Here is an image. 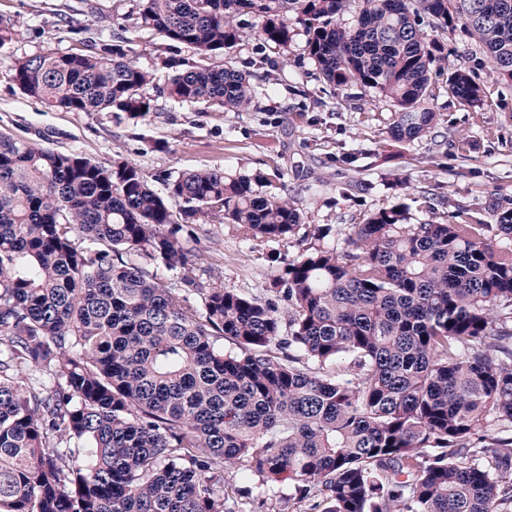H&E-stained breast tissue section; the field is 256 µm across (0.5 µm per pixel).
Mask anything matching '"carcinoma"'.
<instances>
[{
	"mask_svg": "<svg viewBox=\"0 0 512 512\" xmlns=\"http://www.w3.org/2000/svg\"><path fill=\"white\" fill-rule=\"evenodd\" d=\"M138 0L141 23L199 62L180 102L247 109L246 72L205 60L249 20L288 47V15L334 88L396 107L387 134L437 125L448 93L482 85L430 35L461 26L512 80V0ZM13 81L58 112L152 110L153 73L114 44L12 60ZM148 184L0 133V512H230L224 472L293 484L318 512H512V247L477 217L411 222L403 205L299 235L288 189L197 170ZM182 203L175 209L172 202ZM302 252L274 280L286 303L197 281L185 219ZM163 267L172 277L160 276Z\"/></svg>",
	"mask_w": 512,
	"mask_h": 512,
	"instance_id": "obj_1",
	"label": "carcinoma"
}]
</instances>
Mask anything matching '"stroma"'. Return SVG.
I'll use <instances>...</instances> for the list:
<instances>
[{
	"instance_id": "35a3bbf8",
	"label": "stroma",
	"mask_w": 512,
	"mask_h": 512,
	"mask_svg": "<svg viewBox=\"0 0 512 512\" xmlns=\"http://www.w3.org/2000/svg\"><path fill=\"white\" fill-rule=\"evenodd\" d=\"M0 16L19 30L0 49V133L95 162L135 163L158 191L166 176L199 169L266 174L270 191L284 186L295 197L306 233L327 224L338 234L364 213L401 202L417 222L477 215L493 225L502 209L512 208V80L493 76L482 46L464 32L448 37L450 61L476 73L483 101L462 103L449 94L445 75H433L436 97L430 105L439 115L437 127L394 148L384 138L394 114L390 102L356 85H326L308 55L301 24H293L288 48L262 41L252 29L232 50L212 58L218 68L242 69L259 55L269 62L252 79L258 91L251 108L227 112L168 97L169 77L196 56L187 47L169 51L163 37L142 26L136 0H0ZM79 37L92 47L122 39L130 58L153 73L146 117L51 111L13 82L11 58L65 51ZM163 57L169 67H160ZM351 99L364 102V111L350 109ZM461 135L471 143L469 152L455 146ZM351 153L357 160L350 166L345 157ZM423 189L447 196V213L426 211ZM194 233L197 275L208 288L266 293L299 253L295 243L243 241L216 222H198ZM224 480L234 512H313L311 501L299 498L291 485L269 488L236 473Z\"/></svg>"
}]
</instances>
